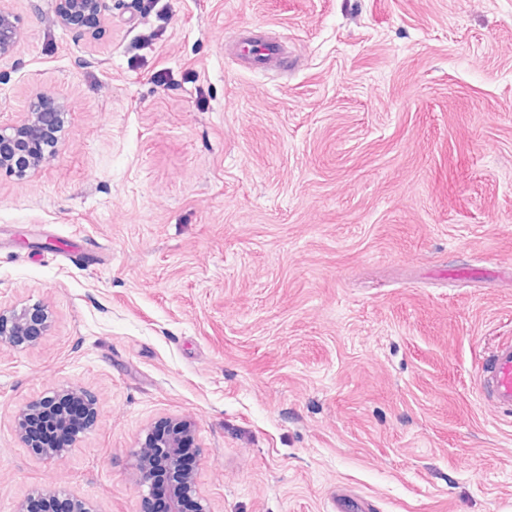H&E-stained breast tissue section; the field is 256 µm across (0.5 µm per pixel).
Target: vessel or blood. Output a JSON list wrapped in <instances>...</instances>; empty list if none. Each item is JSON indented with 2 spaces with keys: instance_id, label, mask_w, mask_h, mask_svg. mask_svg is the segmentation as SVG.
I'll list each match as a JSON object with an SVG mask.
<instances>
[{
  "instance_id": "obj_1",
  "label": "vessel or blood",
  "mask_w": 512,
  "mask_h": 512,
  "mask_svg": "<svg viewBox=\"0 0 512 512\" xmlns=\"http://www.w3.org/2000/svg\"><path fill=\"white\" fill-rule=\"evenodd\" d=\"M238 55L247 63H261L280 57L283 47L271 40L248 41L239 38ZM479 397L499 410L512 414V339L500 340L476 369Z\"/></svg>"
}]
</instances>
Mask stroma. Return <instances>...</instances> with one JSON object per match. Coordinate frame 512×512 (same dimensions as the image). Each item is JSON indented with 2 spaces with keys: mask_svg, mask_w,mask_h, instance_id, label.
Returning <instances> with one entry per match:
<instances>
[{
  "mask_svg": "<svg viewBox=\"0 0 512 512\" xmlns=\"http://www.w3.org/2000/svg\"><path fill=\"white\" fill-rule=\"evenodd\" d=\"M0 124L72 106L55 159L0 174V512L47 483L144 512L132 451L196 425L211 512H512V0H108L81 27L8 0ZM286 41L276 69L224 48ZM70 384L93 428L35 459L19 406ZM26 37L22 17L0 2V61L11 57ZM49 312L42 305L18 310L0 306V344L11 348L34 345L49 328ZM479 397L512 414V339L500 340L476 369Z\"/></svg>",
  "mask_w": 512,
  "mask_h": 512,
  "instance_id": "35a3bbf8",
  "label": "stroma"
}]
</instances>
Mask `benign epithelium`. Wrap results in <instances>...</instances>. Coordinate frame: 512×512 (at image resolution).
Returning a JSON list of instances; mask_svg holds the SVG:
<instances>
[{
	"label": "benign epithelium",
	"instance_id": "7a95c632",
	"mask_svg": "<svg viewBox=\"0 0 512 512\" xmlns=\"http://www.w3.org/2000/svg\"><path fill=\"white\" fill-rule=\"evenodd\" d=\"M107 0H55L54 21L70 28L81 25L88 16H102ZM26 37L22 17L0 5V61L11 57ZM72 110L65 100L49 101L41 91L33 93L19 120L0 126V173L19 179L35 173L58 153L59 133ZM49 328V312L41 305L20 310L0 306V344L25 348L35 344ZM59 405L68 413L60 416L56 426L74 429L73 439L85 434L97 418L95 399L83 387L66 386L47 392L40 399L19 409L15 428L20 440L39 460L65 459L70 446H55L42 436L41 415ZM194 446V426L188 420L169 422L158 432L151 429L133 453L134 470L139 486L146 488L144 497L153 494L152 474L163 467L169 475L167 496L158 504V512H210L199 494L195 466L185 457L184 449ZM15 512H100L95 504L69 493L62 486L38 488L21 499Z\"/></svg>",
	"mask_w": 512,
	"mask_h": 512
}]
</instances>
